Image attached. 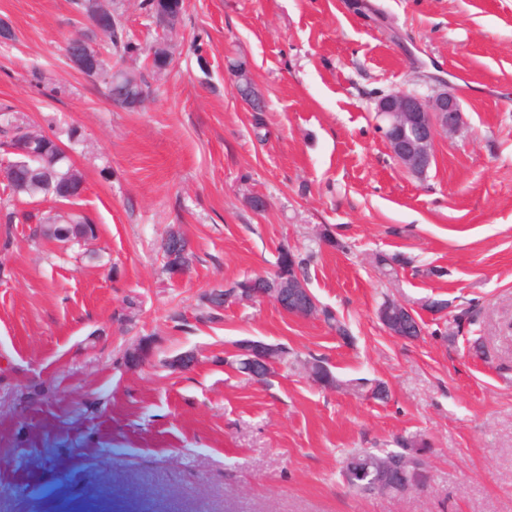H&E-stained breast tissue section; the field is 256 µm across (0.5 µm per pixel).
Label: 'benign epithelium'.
I'll use <instances>...</instances> for the list:
<instances>
[{
    "instance_id": "1",
    "label": "benign epithelium",
    "mask_w": 512,
    "mask_h": 512,
    "mask_svg": "<svg viewBox=\"0 0 512 512\" xmlns=\"http://www.w3.org/2000/svg\"><path fill=\"white\" fill-rule=\"evenodd\" d=\"M237 95L246 107L259 111L264 99L248 73L236 85ZM375 112L381 119L379 132L386 142L393 159L408 173L420 177L434 161V145L440 133L451 134L463 122L462 104L456 94L444 88L431 96L402 90L378 98ZM230 299L248 302L270 299L285 313L297 317L321 315L320 305L310 290L301 283L292 282L280 288H251L240 294L233 292ZM379 320L393 336L413 340L421 334L420 322L414 310L391 301L379 310ZM276 350L262 341L246 340L226 352L233 357L231 365L241 364L244 373L261 379L277 365ZM426 456L416 451L403 455L391 454L378 462L361 465L358 459H347L343 465L348 474L359 472L365 486L376 491L401 483L400 491L414 489L407 473L416 459Z\"/></svg>"
}]
</instances>
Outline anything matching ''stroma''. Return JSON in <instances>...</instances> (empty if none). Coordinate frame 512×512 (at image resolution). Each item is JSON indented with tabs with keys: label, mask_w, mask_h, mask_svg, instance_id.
I'll return each mask as SVG.
<instances>
[{
	"label": "stroma",
	"mask_w": 512,
	"mask_h": 512,
	"mask_svg": "<svg viewBox=\"0 0 512 512\" xmlns=\"http://www.w3.org/2000/svg\"><path fill=\"white\" fill-rule=\"evenodd\" d=\"M362 2L186 0L170 67L127 112L65 55L88 25L72 0H0L16 31L0 104L48 135L78 130L76 209L98 226L82 246L38 237L49 197L0 226V512H512V0ZM228 55L263 111L239 100ZM442 80L463 124L418 178L374 105ZM173 232L195 254L177 277ZM283 246L311 254L308 287L348 337L271 301L175 328L214 286L273 273ZM388 298L416 310L417 339L382 326ZM432 299L474 324L447 333ZM143 338L152 356L127 365ZM245 339L389 396L321 388L301 363L247 380L224 364ZM415 435L427 487L343 483L351 453Z\"/></svg>",
	"instance_id": "35a3bbf8"
}]
</instances>
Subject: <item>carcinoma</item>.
Wrapping results in <instances>:
<instances>
[{
    "label": "carcinoma",
    "instance_id": "carcinoma-1",
    "mask_svg": "<svg viewBox=\"0 0 512 512\" xmlns=\"http://www.w3.org/2000/svg\"><path fill=\"white\" fill-rule=\"evenodd\" d=\"M79 14L91 21L99 16L103 9V0H73ZM142 9L155 25V29H175L182 19L183 3L180 0H142ZM105 28L109 30L108 38L119 58L133 57L141 53V47L124 36L122 14L118 7H113L112 14L107 17ZM98 34L94 29L82 34L85 49L90 52L87 69L88 76L99 80L106 90L110 102L127 111H135L143 105L149 95V84L142 73H135L112 64L98 57L94 43ZM153 49L150 72H155L167 64L171 55L167 37L159 36L151 45ZM0 118L4 119V140L0 142V150L6 155L12 154L17 148L33 137L37 138L36 154L26 163L17 167L15 176L6 182V188L12 198L36 200L40 197H52L63 208L45 215L40 224L48 227L42 237L48 240L87 242L97 238V225L87 217L64 209L73 205L76 199L63 194V190H77L84 184L83 174L73 165L59 137H50L38 126L31 124L13 114L11 106H0ZM304 259L291 249L283 247L279 250L276 268L279 276L285 280H305ZM224 291L215 287L199 297V303L193 309L192 318L197 322H213L220 319L219 307L223 305Z\"/></svg>",
    "mask_w": 512,
    "mask_h": 512
}]
</instances>
